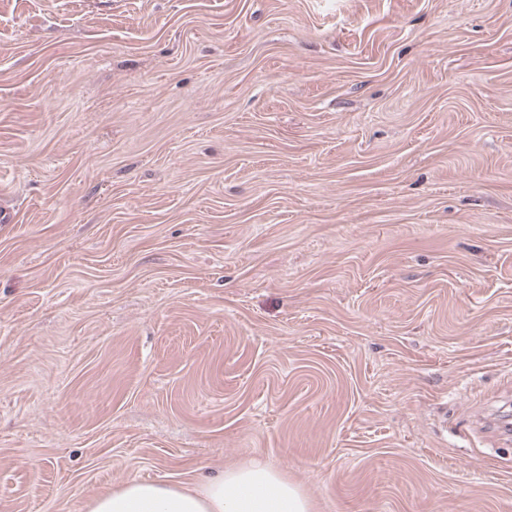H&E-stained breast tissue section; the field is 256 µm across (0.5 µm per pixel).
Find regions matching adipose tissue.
Segmentation results:
<instances>
[{
    "label": "adipose tissue",
    "mask_w": 512,
    "mask_h": 512,
    "mask_svg": "<svg viewBox=\"0 0 512 512\" xmlns=\"http://www.w3.org/2000/svg\"><path fill=\"white\" fill-rule=\"evenodd\" d=\"M87 512H313V503L280 471L254 460L192 486L131 480L93 497Z\"/></svg>",
    "instance_id": "obj_1"
}]
</instances>
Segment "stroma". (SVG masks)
<instances>
[{
    "label": "stroma",
    "instance_id": "35a3bbf8",
    "mask_svg": "<svg viewBox=\"0 0 512 512\" xmlns=\"http://www.w3.org/2000/svg\"><path fill=\"white\" fill-rule=\"evenodd\" d=\"M0 211V512H512V0H0ZM88 512H314L310 497L260 461L186 486L131 480L93 497Z\"/></svg>",
    "mask_w": 512,
    "mask_h": 512
}]
</instances>
